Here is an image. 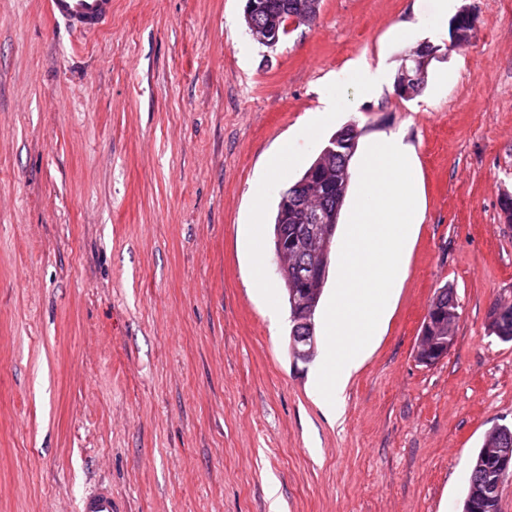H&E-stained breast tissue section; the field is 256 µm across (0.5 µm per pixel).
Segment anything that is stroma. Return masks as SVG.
<instances>
[{
  "label": "stroma",
  "mask_w": 512,
  "mask_h": 512,
  "mask_svg": "<svg viewBox=\"0 0 512 512\" xmlns=\"http://www.w3.org/2000/svg\"><path fill=\"white\" fill-rule=\"evenodd\" d=\"M47 0H0V512H460L484 434L512 426V0H322L275 50L246 0H113L78 37ZM470 45H450L461 9ZM424 26H414L415 17ZM438 48L420 95H364ZM335 118L310 123L323 94ZM404 133L422 222L390 311L331 420L322 360L288 353L279 192L341 127ZM293 159L252 186L280 146ZM270 288H255L253 254ZM459 304L437 365L415 348L442 286ZM78 512H116L113 509L112 486L99 484L78 502Z\"/></svg>",
  "instance_id": "obj_1"
}]
</instances>
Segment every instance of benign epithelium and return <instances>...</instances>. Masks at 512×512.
Returning <instances> with one entry per match:
<instances>
[{"label": "benign epithelium", "instance_id": "7a95c632", "mask_svg": "<svg viewBox=\"0 0 512 512\" xmlns=\"http://www.w3.org/2000/svg\"><path fill=\"white\" fill-rule=\"evenodd\" d=\"M277 10H288V0H247L246 15L249 19L250 36L262 45L273 47L278 42V30L272 22H256L261 15ZM475 28V17L471 10H460L450 22V39L455 46L467 45ZM437 52L429 43L418 45L414 51L405 55L399 67L395 91L401 98L410 99L421 92L425 86L428 66ZM355 142L353 133L346 131L331 140L320 153V163L325 167L322 178L314 188L329 196L336 191L339 180L336 172L330 168V161L338 155L348 159ZM309 196L307 183L298 186L292 200L285 201L293 212L303 221L293 231L283 230L281 244L283 251L308 250L312 257L297 271L300 285V302L293 305L291 319L301 332L291 337L294 358L308 363L316 354L317 336L315 312L328 276L329 255L336 231V208L328 204L314 211L305 209L304 200ZM452 312L446 307V301L435 298L429 305L416 345V357L424 365L432 366L445 357L454 343L449 336ZM483 470L479 479L472 481L470 495L464 512H482L485 505L499 496L504 482L512 477V438L495 432L486 438L481 448Z\"/></svg>", "mask_w": 512, "mask_h": 512}]
</instances>
